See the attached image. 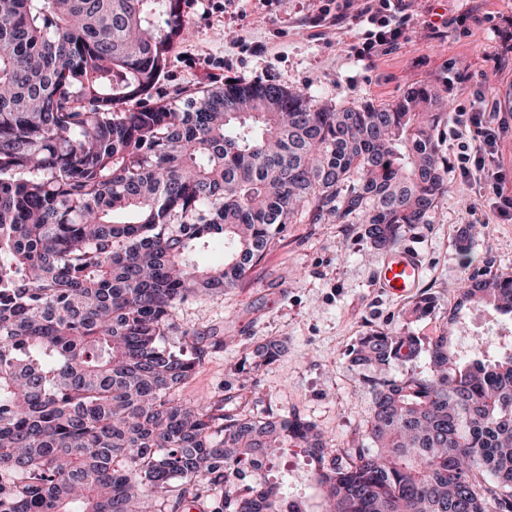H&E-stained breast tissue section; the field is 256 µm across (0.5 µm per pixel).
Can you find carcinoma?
<instances>
[{
    "instance_id": "1",
    "label": "carcinoma",
    "mask_w": 512,
    "mask_h": 512,
    "mask_svg": "<svg viewBox=\"0 0 512 512\" xmlns=\"http://www.w3.org/2000/svg\"><path fill=\"white\" fill-rule=\"evenodd\" d=\"M185 0H0V512H286L256 457L302 448L325 512H512V348L463 354L361 337L371 414L344 448L245 392L184 400L218 342L173 309L246 279L306 211L390 250L448 192L445 103L419 88L326 108L237 80L154 97ZM220 246L224 259L196 257ZM416 298L406 320L431 314ZM512 317V273L469 274L465 307ZM270 338L248 373L281 356ZM427 361L403 380L391 363Z\"/></svg>"
}]
</instances>
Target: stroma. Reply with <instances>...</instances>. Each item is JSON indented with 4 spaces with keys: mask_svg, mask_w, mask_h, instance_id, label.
<instances>
[{
    "mask_svg": "<svg viewBox=\"0 0 512 512\" xmlns=\"http://www.w3.org/2000/svg\"><path fill=\"white\" fill-rule=\"evenodd\" d=\"M475 5L496 19L512 16V0H417L423 18L447 22V38L430 40L417 28L397 51L365 63L348 52L360 28L350 18L337 21L336 0H186L193 34L173 49L158 92L243 80L302 90L333 106L382 105L425 84L453 107L491 91L512 120V71L493 72L486 61L495 49L493 32L461 25L462 14ZM444 153L449 191L433 223L414 225L396 244L419 251V289L437 299L433 315L402 326L414 336L435 334L470 268L512 272V223H494L477 189L462 182L456 141L445 140ZM462 224L485 228L464 252L456 241ZM385 259L371 249L361 225H288L237 287L175 309L177 325L213 328L224 338L184 386L182 398L236 393L246 379L240 369L245 354L262 340L278 338L287 350L258 373L254 412L300 415L330 446L344 447L372 405L368 374L352 365L348 352L369 331L398 325L413 301L377 288ZM458 325L512 344V318L492 309H468ZM271 478L288 498L303 502L305 512H323L307 454L289 449L276 458Z\"/></svg>",
    "mask_w": 512,
    "mask_h": 512,
    "instance_id": "obj_1",
    "label": "stroma"
}]
</instances>
